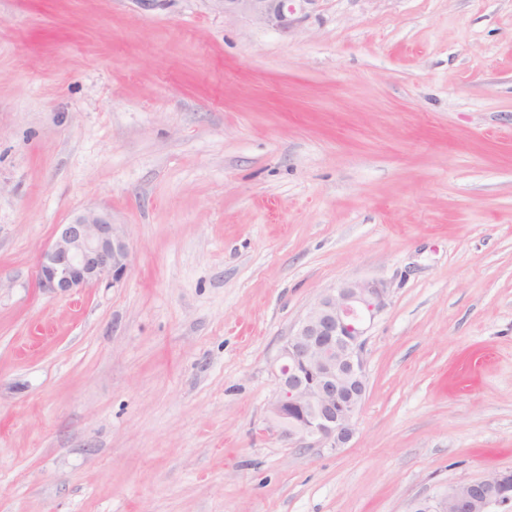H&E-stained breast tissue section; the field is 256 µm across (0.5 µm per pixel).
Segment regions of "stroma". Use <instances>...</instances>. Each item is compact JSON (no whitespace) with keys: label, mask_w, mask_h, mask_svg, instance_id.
Instances as JSON below:
<instances>
[{"label":"stroma","mask_w":512,"mask_h":512,"mask_svg":"<svg viewBox=\"0 0 512 512\" xmlns=\"http://www.w3.org/2000/svg\"><path fill=\"white\" fill-rule=\"evenodd\" d=\"M94 208L131 267L36 286ZM386 288L346 447L270 421L324 292ZM512 469V0H0V512H406ZM224 15H245L282 33L294 31L319 5L320 0H216Z\"/></svg>","instance_id":"35a3bbf8"}]
</instances>
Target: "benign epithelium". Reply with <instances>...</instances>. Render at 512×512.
I'll return each instance as SVG.
<instances>
[{
  "instance_id": "7a95c632",
  "label": "benign epithelium",
  "mask_w": 512,
  "mask_h": 512,
  "mask_svg": "<svg viewBox=\"0 0 512 512\" xmlns=\"http://www.w3.org/2000/svg\"><path fill=\"white\" fill-rule=\"evenodd\" d=\"M224 14L245 15L288 33L320 0H216ZM130 267V248L119 225L94 210L61 224L38 260V287L73 294L112 280ZM386 289L373 281H346L322 294L284 341L276 373L271 419L303 448H342L356 431L366 396V323L385 307ZM409 512H512V470L416 500Z\"/></svg>"
}]
</instances>
